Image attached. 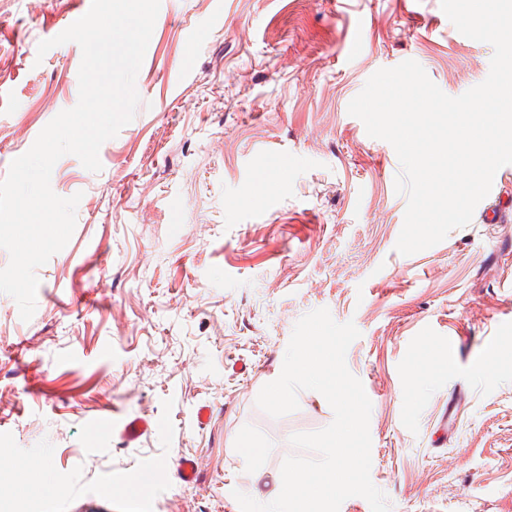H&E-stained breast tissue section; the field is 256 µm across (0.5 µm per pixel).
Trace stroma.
Listing matches in <instances>:
<instances>
[{
	"label": "stroma",
	"instance_id": "obj_1",
	"mask_svg": "<svg viewBox=\"0 0 512 512\" xmlns=\"http://www.w3.org/2000/svg\"><path fill=\"white\" fill-rule=\"evenodd\" d=\"M89 8L0 0V181L76 105L80 46L37 48ZM492 55L441 0H161L134 119L100 171L73 155L53 169V191L81 200L36 271L33 317L0 293V512H240L236 489L271 501L290 437L334 418L310 390L279 418L256 404L320 308L360 332L345 361L372 403L370 477L391 512H512V164L468 226L404 256L400 162L348 113L378 69L417 61L457 97ZM134 419L149 428L131 441ZM243 434L260 457L240 453Z\"/></svg>",
	"mask_w": 512,
	"mask_h": 512
}]
</instances>
